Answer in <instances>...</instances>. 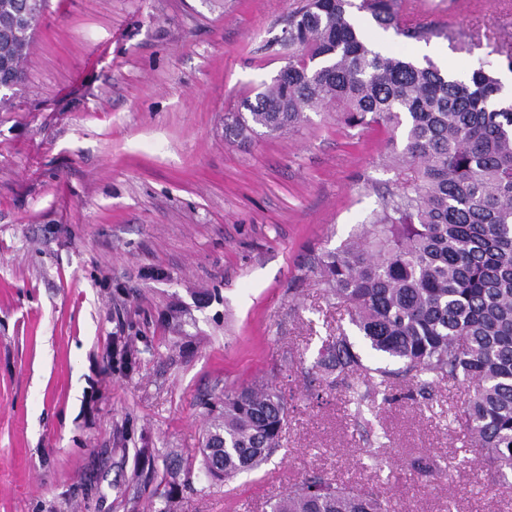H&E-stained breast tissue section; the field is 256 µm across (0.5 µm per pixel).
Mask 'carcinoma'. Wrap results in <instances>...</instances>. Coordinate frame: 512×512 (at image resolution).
<instances>
[{
    "mask_svg": "<svg viewBox=\"0 0 512 512\" xmlns=\"http://www.w3.org/2000/svg\"><path fill=\"white\" fill-rule=\"evenodd\" d=\"M47 0H0V83L24 79ZM414 42L444 36L477 46L452 27L421 23L399 0H301L288 14V69L228 130L276 135L309 112H339L350 129L389 134L395 187L369 223L316 263L327 295L343 304L370 350L396 370L364 364L343 332L322 343L313 369L346 383L356 414L387 401L399 379L466 384L461 426L496 475L512 471V93L489 61L464 74L432 59L385 55L351 9ZM201 456L214 485L255 470L278 449L287 400L271 382L208 403ZM373 489L310 475L270 502V512H391Z\"/></svg>",
    "mask_w": 512,
    "mask_h": 512,
    "instance_id": "cac0c4a2",
    "label": "carcinoma"
}]
</instances>
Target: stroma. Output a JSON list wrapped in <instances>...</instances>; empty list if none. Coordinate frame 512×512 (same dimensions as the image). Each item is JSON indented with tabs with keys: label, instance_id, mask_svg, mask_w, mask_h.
I'll list each match as a JSON object with an SVG mask.
<instances>
[{
	"label": "stroma",
	"instance_id": "1",
	"mask_svg": "<svg viewBox=\"0 0 512 512\" xmlns=\"http://www.w3.org/2000/svg\"><path fill=\"white\" fill-rule=\"evenodd\" d=\"M299 0H48L25 79L0 101V512H270L315 473L374 487L395 512H512L460 426L459 383L354 416L310 368L358 339L313 267L392 186L387 136L333 112L237 139L244 99L288 64ZM476 34L467 54L358 20L384 51L449 68L512 42V0H401ZM271 381L281 448L208 486L207 402ZM437 460L444 477L409 463Z\"/></svg>",
	"mask_w": 512,
	"mask_h": 512
}]
</instances>
